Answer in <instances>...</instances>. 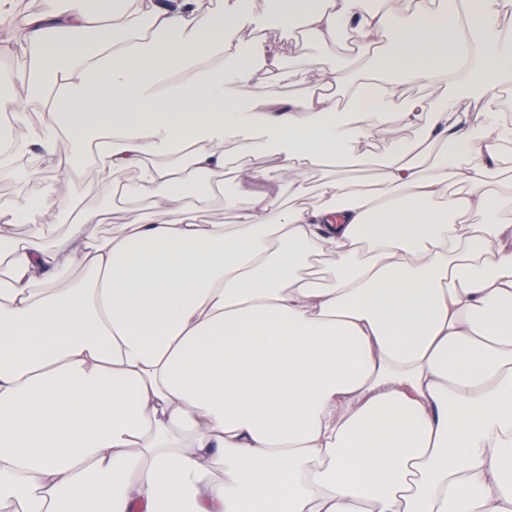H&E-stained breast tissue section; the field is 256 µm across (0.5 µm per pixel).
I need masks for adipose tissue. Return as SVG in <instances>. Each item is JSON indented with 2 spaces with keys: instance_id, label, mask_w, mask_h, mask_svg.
I'll return each instance as SVG.
<instances>
[{
  "instance_id": "adipose-tissue-1",
  "label": "adipose tissue",
  "mask_w": 512,
  "mask_h": 512,
  "mask_svg": "<svg viewBox=\"0 0 512 512\" xmlns=\"http://www.w3.org/2000/svg\"><path fill=\"white\" fill-rule=\"evenodd\" d=\"M502 9L283 12L371 53L363 78L299 57L294 97L277 50L243 37L255 22L238 0H43L28 15L0 44V113L38 105L11 144L58 157L64 176L0 202V512H512ZM403 76L427 96L404 97ZM386 134L377 188L327 177L304 205L291 170L368 165L362 145ZM232 147L283 162L240 164L235 223H198ZM88 165L105 196L116 172L136 175L109 236L106 210L70 191Z\"/></svg>"
}]
</instances>
